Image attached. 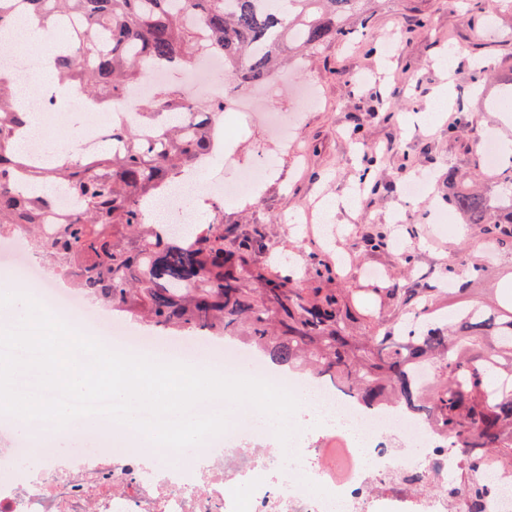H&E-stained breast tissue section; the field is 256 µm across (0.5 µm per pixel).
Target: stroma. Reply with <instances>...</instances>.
Segmentation results:
<instances>
[{"label":"stroma","instance_id":"35a3bbf8","mask_svg":"<svg viewBox=\"0 0 512 512\" xmlns=\"http://www.w3.org/2000/svg\"><path fill=\"white\" fill-rule=\"evenodd\" d=\"M368 16L365 35H395L392 55L353 42H328L304 52L295 66L257 91L259 106L295 122L303 156L285 148L257 117L238 118L234 130L218 140L224 164L211 168L210 177L231 181L241 168L267 158L275 163L256 193L225 202L224 234L257 238L253 264L272 272L289 266L303 288L322 284L314 270L318 261L344 258V276L325 284L348 292L365 316H398L397 309L380 304L375 288L426 282L439 287L451 263L463 275L481 265L484 275L463 297L439 288L438 308L477 303L501 315L512 313L503 299L504 292H512V250L493 245L482 225L455 217L444 224L433 221L447 208L449 169L468 174L480 163L471 137H449L456 118L467 117L477 132L512 145V115L497 112L494 104L512 87V15L498 12L496 0H372ZM480 60L491 66L493 77L479 93L474 76ZM307 82L317 85L319 101L304 112L295 92ZM443 87L446 110L417 120ZM357 136L383 153L370 173L382 182L381 192L363 195L354 209L318 212L310 223H292L314 199L334 203L356 191L361 166L352 144ZM422 173L429 176L427 193L409 200L404 182ZM381 228L390 244L366 250L365 238Z\"/></svg>","mask_w":512,"mask_h":512}]
</instances>
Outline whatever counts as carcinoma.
Wrapping results in <instances>:
<instances>
[{"label":"carcinoma","mask_w":512,"mask_h":512,"mask_svg":"<svg viewBox=\"0 0 512 512\" xmlns=\"http://www.w3.org/2000/svg\"><path fill=\"white\" fill-rule=\"evenodd\" d=\"M365 0H0V26L14 4L62 34L52 59L60 81H77L91 110L119 95L142 75L188 62L205 42L224 56V75L236 91L266 82L287 48L311 50L350 40L349 21ZM10 81L0 75V234L15 224L48 223L51 194L66 185L84 208L52 233L32 234L30 247L53 274L114 312L139 310L162 334L182 328L197 336L241 340L270 364L330 373L366 408L394 403L430 419L466 452L469 512H480L485 488L475 481L489 452L512 466V318L497 319L478 306L439 312L436 289L403 290L404 320L382 317L361 326L341 291L305 290L290 273L273 277L251 265L252 239L224 247V225L205 220L197 234H170L147 224L143 204L213 153L211 118L198 119L200 102L185 91L156 92L142 116L158 128L151 144L139 131L112 127L124 150L60 155L32 166L21 150L19 118ZM507 188L491 200L448 169V209L466 224H484L499 246L512 247V165L499 169ZM476 265L460 275L445 268L448 293L464 295L482 276ZM432 367L426 385L415 369Z\"/></svg>","instance_id":"1"}]
</instances>
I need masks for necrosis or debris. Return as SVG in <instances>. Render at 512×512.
<instances>
[{"label": "necrosis or debris", "instance_id": "1", "mask_svg": "<svg viewBox=\"0 0 512 512\" xmlns=\"http://www.w3.org/2000/svg\"><path fill=\"white\" fill-rule=\"evenodd\" d=\"M161 78L145 66L143 79L112 100V112L139 126L137 105L153 97ZM6 243L25 280L43 283L41 298L56 317L82 316L118 352L153 349V338L125 328L77 289L49 287L27 227L17 226ZM202 353L224 374L244 361L253 378L294 394L299 417L289 456L277 452L273 426L250 409L176 459L97 416L85 420L99 433L95 447L64 454L48 445L34 453L0 415V512H468L459 482L467 457L425 418H405L391 404L364 409L343 386L274 369L244 347L197 341L170 359L188 365ZM480 477L488 488L483 512H512V468L490 459Z\"/></svg>", "mask_w": 512, "mask_h": 512}]
</instances>
